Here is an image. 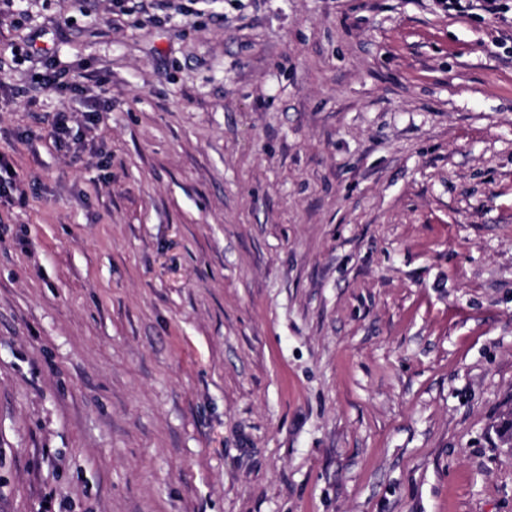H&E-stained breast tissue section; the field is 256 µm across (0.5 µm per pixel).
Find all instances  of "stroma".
Returning <instances> with one entry per match:
<instances>
[{
    "instance_id": "1",
    "label": "stroma",
    "mask_w": 512,
    "mask_h": 512,
    "mask_svg": "<svg viewBox=\"0 0 512 512\" xmlns=\"http://www.w3.org/2000/svg\"><path fill=\"white\" fill-rule=\"evenodd\" d=\"M0 156V512H512V22L0 0Z\"/></svg>"
}]
</instances>
